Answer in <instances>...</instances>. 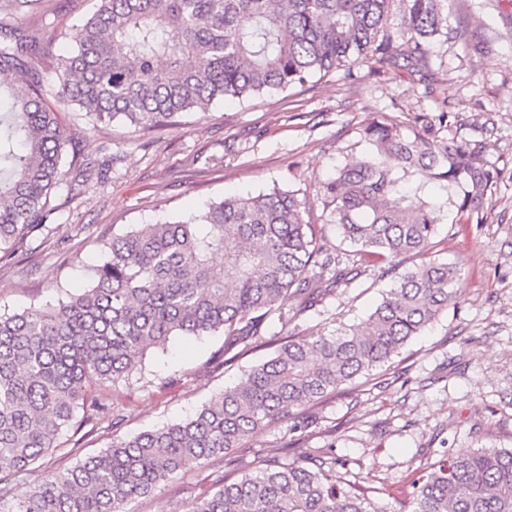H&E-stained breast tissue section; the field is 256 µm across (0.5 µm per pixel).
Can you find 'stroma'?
<instances>
[{"mask_svg":"<svg viewBox=\"0 0 512 512\" xmlns=\"http://www.w3.org/2000/svg\"><path fill=\"white\" fill-rule=\"evenodd\" d=\"M461 24L464 34L435 47L433 76L425 81L360 65L284 92L217 101L148 133L117 123L95 127L59 111L88 180L77 196L59 191L43 234L17 244L14 260L0 263V312L53 303L63 291L86 287L102 260V238L188 219L228 195L299 191L320 235L336 244L318 188L366 153L360 126L380 113L409 121L445 106L459 126L440 133L444 142L471 138L473 126L493 119V131L482 138L483 160L500 172L481 223L458 221L451 206L438 226L431 257L459 267L458 304L413 338L389 369L356 378L311 409L312 426L297 415L261 430L249 446L254 454L292 459L304 448L328 451L346 480L373 488L384 512H403L419 467L445 452L512 448V0H448L449 28ZM397 277H362L290 324L271 320L267 333L334 335L364 319ZM223 342L179 336L148 351L137 370L99 392L120 422L72 434L75 451L48 454L11 483V498L113 441L192 416L275 351L269 345L217 369L209 359ZM392 373L399 382L384 386ZM206 487L201 471L182 472L126 510L186 512Z\"/></svg>","mask_w":512,"mask_h":512,"instance_id":"obj_1","label":"stroma"}]
</instances>
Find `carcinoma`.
I'll use <instances>...</instances> for the list:
<instances>
[{
    "mask_svg": "<svg viewBox=\"0 0 512 512\" xmlns=\"http://www.w3.org/2000/svg\"><path fill=\"white\" fill-rule=\"evenodd\" d=\"M76 27L69 56L44 65L60 33L46 0H0V260L41 231L62 185L66 138L51 93L96 123L144 130L177 124L217 98L249 99L308 78L373 62L432 76L433 44L448 41V0H97ZM39 13L32 35L9 18ZM450 115L415 116L416 128L376 115L360 136L371 152L346 162L322 191L341 248L317 243L294 191L225 197L186 221L145 224L103 242L91 284L56 306L0 314V509L3 512H125L191 467L204 468L276 421L326 401L392 362L409 340L459 298L453 263L404 271L350 332L288 336L275 355L192 417L112 442L74 467L49 474L20 499L8 483L61 443L78 410L103 414L96 388L132 373L172 336L224 335L220 367L266 344L269 317L291 322L369 269L424 256L443 205L430 185L462 196L468 219L498 173L482 144L441 142ZM295 297L293 315L283 302ZM235 482L218 476L190 512H382L368 491L342 481L336 459L282 463L255 455ZM408 512H512V448L450 453L412 481Z\"/></svg>",
    "mask_w": 512,
    "mask_h": 512,
    "instance_id": "1",
    "label": "carcinoma"
}]
</instances>
